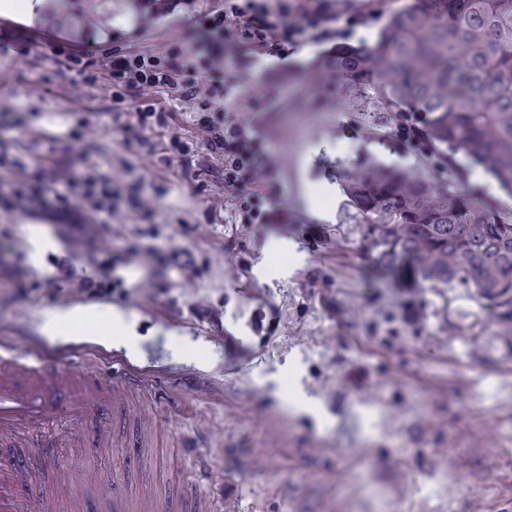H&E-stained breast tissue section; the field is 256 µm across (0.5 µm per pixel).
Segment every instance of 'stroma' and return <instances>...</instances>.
I'll return each instance as SVG.
<instances>
[{"label": "stroma", "instance_id": "obj_1", "mask_svg": "<svg viewBox=\"0 0 512 512\" xmlns=\"http://www.w3.org/2000/svg\"><path fill=\"white\" fill-rule=\"evenodd\" d=\"M408 0H378L364 20L337 17L336 40L372 42ZM211 0H180L168 39L198 43L197 17ZM327 43H302L283 63L230 69L258 83L247 111L263 146L280 165L277 199L288 221L257 231L220 214L205 224L209 192L189 185L177 167L144 168L110 118L96 140L100 163L142 179L158 236L144 238L151 257L118 267L125 292L94 299L117 310L141 337L136 351L113 348L99 326L102 367L113 361L143 374L159 414L154 447L138 449L130 469L184 498L199 491L231 496L235 512H512V322L493 319L466 288L421 287L380 262L350 205L341 170L364 161L415 169L422 160L371 138L358 113L309 72ZM71 77L50 59L0 55V140L27 144L59 131ZM48 224L0 213V251H18L26 279L70 261L75 278L94 268L70 259L63 240L33 259L32 243L54 237ZM284 241L258 269L262 250ZM201 268L186 280L172 251ZM60 299L0 288V343L30 339L51 361L73 358L72 333L51 336L41 318ZM239 337V345L227 336ZM197 375L206 388L184 386ZM311 399L323 424L295 415ZM81 460L112 477L110 459L93 449L57 448L36 457L49 477L56 464Z\"/></svg>", "mask_w": 512, "mask_h": 512}]
</instances>
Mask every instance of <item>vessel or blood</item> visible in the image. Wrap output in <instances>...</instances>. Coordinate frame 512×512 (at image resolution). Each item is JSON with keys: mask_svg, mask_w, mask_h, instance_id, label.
<instances>
[{"mask_svg": "<svg viewBox=\"0 0 512 512\" xmlns=\"http://www.w3.org/2000/svg\"><path fill=\"white\" fill-rule=\"evenodd\" d=\"M59 19L48 32L67 45L102 29L92 14H77L73 0H53ZM37 348L0 347V447L35 448L37 436L60 431V444L77 448L143 447L158 426L145 401L148 387L133 371L114 374L89 361L47 367ZM31 473L23 457L0 459V512H83L86 500L111 499L112 512H224L207 493L177 500L162 487L129 484L113 474L104 484L98 468L53 472L40 492L23 495Z\"/></svg>", "mask_w": 512, "mask_h": 512, "instance_id": "b4317fda", "label": "vessel or blood"}]
</instances>
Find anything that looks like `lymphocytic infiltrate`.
Segmentation results:
<instances>
[{"label":"lymphocytic infiltrate","instance_id":"obj_1","mask_svg":"<svg viewBox=\"0 0 512 512\" xmlns=\"http://www.w3.org/2000/svg\"><path fill=\"white\" fill-rule=\"evenodd\" d=\"M375 0H221L200 20L204 40L196 50L167 41L161 46L140 45L142 29H134L128 41L113 47H53L51 58L71 74L75 87L92 88L99 80L112 87V110L123 105L132 110L121 122L122 132H134L136 153L151 163L180 166L187 182L198 181L201 172L220 174L224 201L234 209L240 224H284L285 208L276 206L274 157L265 155L259 140L241 116L239 92L224 77V63L249 52L251 59L286 58L289 47L304 41L330 39V24L337 15L369 14ZM167 92L171 100L191 106V122L205 137L196 141L173 128V112L151 104L152 93ZM97 113L78 108L72 114L68 135L86 141L88 156L76 161L68 149L56 151L46 165L30 157L10 153L0 143V171L14 178L0 189V212L20 216L35 214L53 224L69 245L71 257L95 265V275L78 281L80 292L91 297L111 294L121 285L112 276L114 263L137 260L140 238L154 235V212L138 194L139 182L120 183L111 171L93 162V136ZM166 129L170 136L163 152L141 135L145 129ZM135 211L142 223L138 239L129 241L117 258L102 248V233L121 208Z\"/></svg>","mask_w":512,"mask_h":512}]
</instances>
